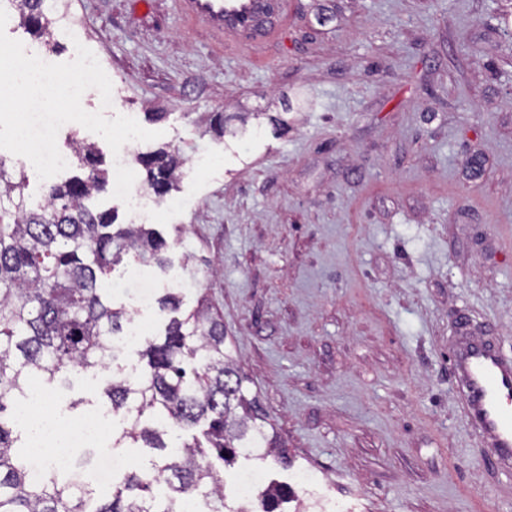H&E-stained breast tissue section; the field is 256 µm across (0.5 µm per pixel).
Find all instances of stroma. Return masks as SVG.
<instances>
[{
  "mask_svg": "<svg viewBox=\"0 0 512 512\" xmlns=\"http://www.w3.org/2000/svg\"><path fill=\"white\" fill-rule=\"evenodd\" d=\"M68 3L75 32L7 36L59 63L88 47L113 113L159 134L139 152L181 156L150 221L169 263L114 266V304L155 333L137 278L208 300L288 450L270 482L302 497L309 471L352 512H512L449 361L464 319L512 357V0H278L261 55L171 0Z\"/></svg>",
  "mask_w": 512,
  "mask_h": 512,
  "instance_id": "35a3bbf8",
  "label": "stroma"
}]
</instances>
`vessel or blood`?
I'll list each match as a JSON object with an SVG mask.
<instances>
[{"instance_id":"b4317fda","label":"vessel or blood","mask_w":512,"mask_h":512,"mask_svg":"<svg viewBox=\"0 0 512 512\" xmlns=\"http://www.w3.org/2000/svg\"><path fill=\"white\" fill-rule=\"evenodd\" d=\"M178 9L202 22L230 45L263 54L278 18L269 0H174ZM452 372L464 409L500 469L512 472V361L489 341L465 336L455 345Z\"/></svg>"}]
</instances>
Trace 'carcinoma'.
Instances as JSON below:
<instances>
[{
    "label": "carcinoma",
    "instance_id": "cac0c4a2",
    "mask_svg": "<svg viewBox=\"0 0 512 512\" xmlns=\"http://www.w3.org/2000/svg\"><path fill=\"white\" fill-rule=\"evenodd\" d=\"M20 19L43 32L51 24L46 0H20ZM81 174L48 186L30 204L27 176L0 159V512H183L200 494L224 502V473L243 455L288 464L274 426L247 377L225 346L224 323L202 298L182 311L171 290L156 300L163 334L146 336L139 364L117 368L100 406L122 420L120 440L151 448L154 479L140 468L126 472L102 500L65 478L37 479L29 449L21 444L14 407L33 378L67 386L71 376L92 373L117 360L114 337L128 313L112 305L103 276L130 257L168 264L166 241L144 224H118L115 212L86 201L107 190L109 173L91 144L74 147ZM148 187L160 199L173 190L179 151L140 155ZM165 484L163 498L154 489ZM288 494L271 488L262 512H278Z\"/></svg>",
    "mask_w": 512,
    "mask_h": 512
}]
</instances>
